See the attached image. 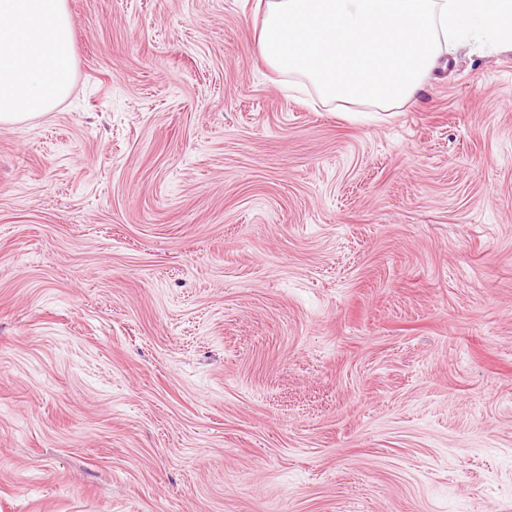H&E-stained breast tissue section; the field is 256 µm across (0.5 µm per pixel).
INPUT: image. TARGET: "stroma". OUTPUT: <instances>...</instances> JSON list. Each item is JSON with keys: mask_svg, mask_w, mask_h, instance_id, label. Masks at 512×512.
Here are the masks:
<instances>
[{"mask_svg": "<svg viewBox=\"0 0 512 512\" xmlns=\"http://www.w3.org/2000/svg\"><path fill=\"white\" fill-rule=\"evenodd\" d=\"M256 0H68L0 124V512H512V51L385 112Z\"/></svg>", "mask_w": 512, "mask_h": 512, "instance_id": "35a3bbf8", "label": "stroma"}]
</instances>
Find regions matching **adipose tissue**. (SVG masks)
<instances>
[{
    "label": "adipose tissue",
    "instance_id": "obj_1",
    "mask_svg": "<svg viewBox=\"0 0 512 512\" xmlns=\"http://www.w3.org/2000/svg\"><path fill=\"white\" fill-rule=\"evenodd\" d=\"M73 72L67 0H0V124L53 111Z\"/></svg>",
    "mask_w": 512,
    "mask_h": 512
}]
</instances>
